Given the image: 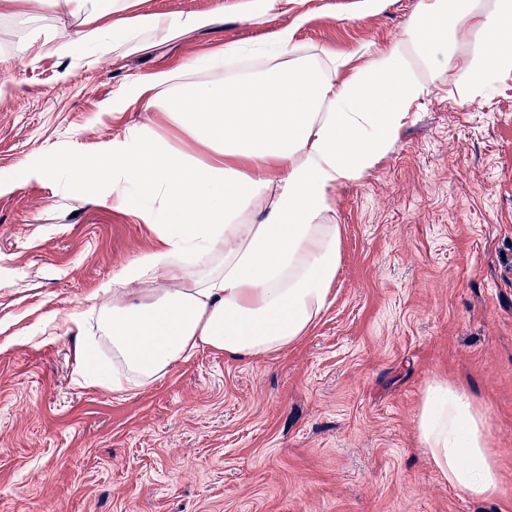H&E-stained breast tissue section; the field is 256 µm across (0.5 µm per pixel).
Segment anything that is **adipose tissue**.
I'll return each instance as SVG.
<instances>
[{"mask_svg":"<svg viewBox=\"0 0 512 512\" xmlns=\"http://www.w3.org/2000/svg\"><path fill=\"white\" fill-rule=\"evenodd\" d=\"M308 20L296 15L261 57L225 44L208 82L157 72L128 90L127 100L158 103L204 156L136 135L93 158L54 154L25 168L39 181H93L105 205L136 190V215L155 232L152 248L69 317L79 371L108 347L113 391L137 392L202 347L246 361L308 336L341 262L337 187L392 151L449 67L473 102L512 73V0H418L391 45L360 46L365 62L353 69L297 42ZM417 430L449 486L476 501L500 494L486 410L465 388L430 381Z\"/></svg>","mask_w":512,"mask_h":512,"instance_id":"adipose-tissue-1","label":"adipose tissue"}]
</instances>
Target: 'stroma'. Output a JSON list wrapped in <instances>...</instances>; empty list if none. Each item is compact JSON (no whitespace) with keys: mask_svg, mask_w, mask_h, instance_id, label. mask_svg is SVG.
<instances>
[{"mask_svg":"<svg viewBox=\"0 0 512 512\" xmlns=\"http://www.w3.org/2000/svg\"><path fill=\"white\" fill-rule=\"evenodd\" d=\"M242 2L95 0L100 42L37 59L34 41L82 30L74 0L0 16V512H512V74L472 102L449 69L389 156L337 187L341 263L308 336L249 362L199 349L132 396L78 375L69 315L155 234L137 193L105 206L24 166L135 134L189 148L158 108L117 107L118 90L228 42L272 45L301 11L308 48H383L417 0L372 15L302 0L262 24L239 20ZM192 13L213 22L166 38L130 26ZM435 378L485 406L496 499L449 487L425 454L416 420Z\"/></svg>","mask_w":512,"mask_h":512,"instance_id":"obj_1","label":"stroma"}]
</instances>
